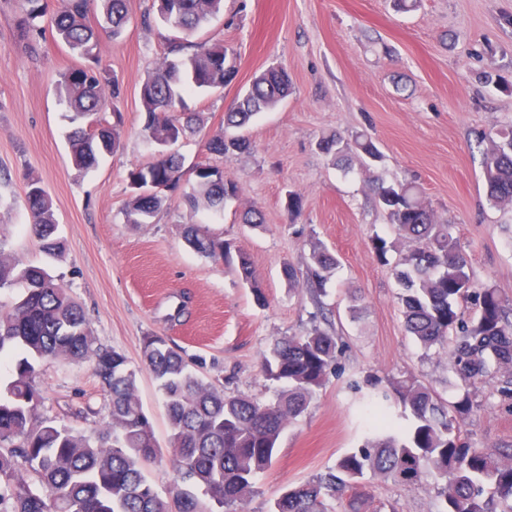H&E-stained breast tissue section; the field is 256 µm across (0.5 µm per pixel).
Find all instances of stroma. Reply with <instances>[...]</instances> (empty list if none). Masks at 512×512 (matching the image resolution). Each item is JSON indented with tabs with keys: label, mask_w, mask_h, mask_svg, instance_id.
I'll list each match as a JSON object with an SVG mask.
<instances>
[{
	"label": "stroma",
	"mask_w": 512,
	"mask_h": 512,
	"mask_svg": "<svg viewBox=\"0 0 512 512\" xmlns=\"http://www.w3.org/2000/svg\"><path fill=\"white\" fill-rule=\"evenodd\" d=\"M151 4L130 0L121 37L99 45L102 65L121 87L115 104L124 119L122 146L82 172L71 162L69 124L54 90L59 73L80 60L49 34L28 53L16 32L21 0H0V239L24 263L47 267L84 307L98 345L123 353L136 370L161 449L144 472L163 497L176 474L166 455L163 398L141 362L144 336H163L226 395L271 399L261 358L276 339L302 334L315 310L309 293L289 290L283 266L304 267L314 237L336 253L340 266L322 301L341 350L325 387L281 434L273 463L245 506V512H269L286 489L325 473L363 444L375 380L412 372L445 399L457 394L448 382V349L423 350L404 327L393 275L397 253L384 264L372 250L373 235L393 236L371 200L376 177L419 186L438 221L453 225L476 283L495 288L512 306V211L489 204L481 177L482 135L512 126V91L483 79L490 65L512 82V0H421L407 14L396 12L392 0H224L197 38L232 47L238 73L221 91L188 95L205 127L176 146L186 166L207 159V138L255 74L284 66L293 91L246 127L250 152L225 160L224 179L241 192L227 201L223 220L209 222L176 191L152 223L128 224L122 212L129 174L154 153L142 133L139 86L165 52L158 29L141 23ZM333 132L366 133L382 162L342 173L317 146ZM29 171L54 201L63 259L42 253L29 231ZM291 193L303 201L295 216L285 207ZM252 206L262 212V226L242 224L241 213ZM204 223L249 254L266 306L223 260L188 246L185 227ZM183 298L186 315L169 321ZM37 384L40 416L81 432L106 420L90 363L42 362ZM478 399L464 434L480 448L512 447V410L486 387ZM363 485L372 498L369 512H436L438 506L431 477L405 486L368 476Z\"/></svg>",
	"instance_id": "stroma-1"
}]
</instances>
